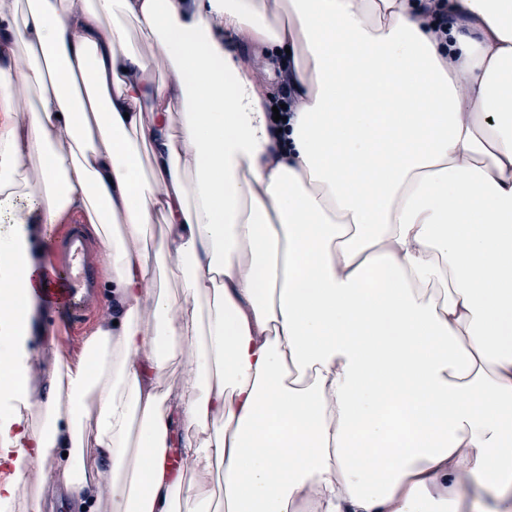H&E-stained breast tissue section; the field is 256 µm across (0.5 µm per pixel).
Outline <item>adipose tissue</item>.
Returning <instances> with one entry per match:
<instances>
[{
    "label": "adipose tissue",
    "mask_w": 512,
    "mask_h": 512,
    "mask_svg": "<svg viewBox=\"0 0 512 512\" xmlns=\"http://www.w3.org/2000/svg\"><path fill=\"white\" fill-rule=\"evenodd\" d=\"M437 3L0 0V501L35 468L121 512H512V0ZM74 211L115 321L34 401Z\"/></svg>",
    "instance_id": "ef3b65f1"
}]
</instances>
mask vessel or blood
<instances>
[{"label":"vessel or blood","instance_id":"vessel-or-blood-1","mask_svg":"<svg viewBox=\"0 0 512 512\" xmlns=\"http://www.w3.org/2000/svg\"><path fill=\"white\" fill-rule=\"evenodd\" d=\"M103 253L82 221H74L54 237L42 264L48 305L74 324L95 314L101 305L99 268Z\"/></svg>","mask_w":512,"mask_h":512}]
</instances>
